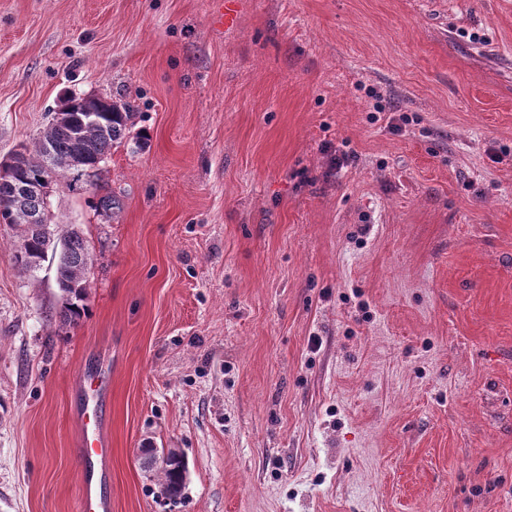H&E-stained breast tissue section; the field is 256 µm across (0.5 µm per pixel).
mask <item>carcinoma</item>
Here are the masks:
<instances>
[{
    "label": "carcinoma",
    "mask_w": 512,
    "mask_h": 512,
    "mask_svg": "<svg viewBox=\"0 0 512 512\" xmlns=\"http://www.w3.org/2000/svg\"><path fill=\"white\" fill-rule=\"evenodd\" d=\"M66 101L70 105L52 117L35 138L28 159L13 170L11 183L0 185V225L13 231V260L24 272L41 268L51 242L49 223L33 224L30 218L40 212L50 219L53 189L63 184L71 188L82 176L99 180L101 164L132 133L138 117L124 100L72 94ZM91 264L86 240L72 230L62 240L56 263L60 315L66 321L74 322L84 313ZM141 465L158 475L162 497L174 503L183 499L187 467L176 449L160 453L148 448Z\"/></svg>",
    "instance_id": "cac0c4a2"
}]
</instances>
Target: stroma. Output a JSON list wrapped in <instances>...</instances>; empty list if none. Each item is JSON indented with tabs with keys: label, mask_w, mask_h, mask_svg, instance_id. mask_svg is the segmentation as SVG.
<instances>
[{
	"label": "stroma",
	"mask_w": 512,
	"mask_h": 512,
	"mask_svg": "<svg viewBox=\"0 0 512 512\" xmlns=\"http://www.w3.org/2000/svg\"><path fill=\"white\" fill-rule=\"evenodd\" d=\"M233 2L0 0V158L67 93L148 131L50 198L77 323L0 227V512H76L104 368L112 512H512V0ZM60 247L56 263L60 315L66 321L75 322L85 310L91 254L83 235L75 229L63 238ZM156 448H147L144 451L141 465L148 472H155L161 484V496L177 503L183 497L186 479V463L176 449H162L158 454Z\"/></svg>",
	"instance_id": "1"
}]
</instances>
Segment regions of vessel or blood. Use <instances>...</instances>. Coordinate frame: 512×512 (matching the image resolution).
I'll list each match as a JSON object with an SVG mask.
<instances>
[{"instance_id":"b4317fda","label":"vessel or blood","mask_w":512,"mask_h":512,"mask_svg":"<svg viewBox=\"0 0 512 512\" xmlns=\"http://www.w3.org/2000/svg\"><path fill=\"white\" fill-rule=\"evenodd\" d=\"M108 390V380L102 373L82 376L79 381L82 406L79 411L81 434L78 447L84 476L79 489L78 512H112L110 499L99 492L96 481L98 470L111 455L102 412Z\"/></svg>"}]
</instances>
